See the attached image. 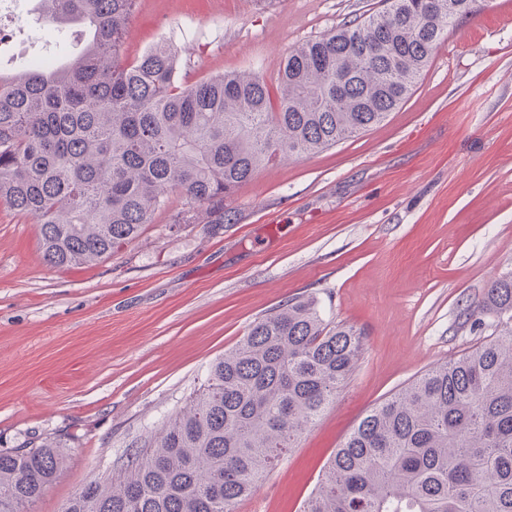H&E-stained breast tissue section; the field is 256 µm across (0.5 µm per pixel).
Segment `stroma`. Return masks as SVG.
<instances>
[{
  "label": "stroma",
  "mask_w": 512,
  "mask_h": 512,
  "mask_svg": "<svg viewBox=\"0 0 512 512\" xmlns=\"http://www.w3.org/2000/svg\"><path fill=\"white\" fill-rule=\"evenodd\" d=\"M484 0L381 123L261 168L231 222L156 214L89 264L46 265L40 226L0 207V450L68 456L32 512H62L174 418L212 363L291 299L363 332L365 350L315 425L237 512H303L334 451L372 408L483 342L465 307L512 268V18ZM381 0H139L128 60L160 42L188 82L260 72Z\"/></svg>",
  "instance_id": "1"
}]
</instances>
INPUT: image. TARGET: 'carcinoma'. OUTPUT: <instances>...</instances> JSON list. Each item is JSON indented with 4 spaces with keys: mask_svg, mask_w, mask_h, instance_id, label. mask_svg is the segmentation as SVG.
<instances>
[{
    "mask_svg": "<svg viewBox=\"0 0 512 512\" xmlns=\"http://www.w3.org/2000/svg\"><path fill=\"white\" fill-rule=\"evenodd\" d=\"M38 2L88 40L64 66L0 74V203L35 219L44 262L66 267L135 240L173 194V223L203 210L222 224L224 200L262 167L381 123L448 39V4L467 0H389L302 43L275 100L257 72L179 81L163 42L126 61L138 0ZM468 316L491 319L490 339L373 408L304 512H512V270ZM363 351V333L326 323L315 299L288 301L212 364L206 387L118 476L89 482L62 512H235ZM65 462L56 442L0 450V512H31Z\"/></svg>",
    "mask_w": 512,
    "mask_h": 512,
    "instance_id": "obj_1",
    "label": "carcinoma"
}]
</instances>
